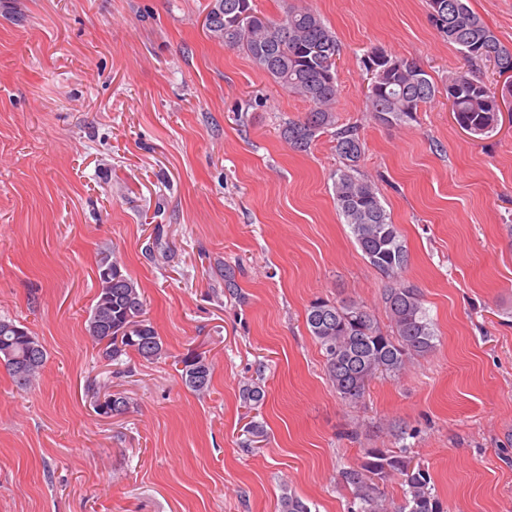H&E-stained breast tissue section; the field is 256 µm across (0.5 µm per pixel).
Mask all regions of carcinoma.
<instances>
[{
	"label": "carcinoma",
	"instance_id": "1",
	"mask_svg": "<svg viewBox=\"0 0 512 512\" xmlns=\"http://www.w3.org/2000/svg\"><path fill=\"white\" fill-rule=\"evenodd\" d=\"M448 13L432 17L440 36L458 46L464 66L439 89L416 62L387 55L378 86L368 89L366 110L390 125H407L417 112L441 91L452 94L454 118L464 131L477 136L497 127L498 83L473 75L477 63L495 62L512 68V50L469 6V0H444ZM250 12V25L238 26L239 6ZM211 39L228 49L244 51L286 93L309 103L296 120L288 121L282 136L294 149L305 152L316 139L333 130L336 155L342 166L331 174L333 198L350 227L362 254L389 280L383 303L389 325L381 327L364 304L313 301L306 310L307 328L323 351L328 380L340 398L359 402L366 386L380 375L397 376L413 359L433 347L434 331L419 289L402 279L407 251L400 230L382 204L378 186L360 173L364 143L355 125H338L336 57L341 47L335 32L320 14L306 6L289 5L278 19L253 11L250 0H212L205 17ZM98 293L88 323V333L105 344V356L116 360L130 351L146 360L163 353V344L145 318L144 301L137 283L108 254L97 263ZM46 360L38 337L11 320L0 319V364L17 388L33 383ZM183 384L193 392L208 390L212 366L206 357L188 353L180 360ZM250 408L265 397L258 383L242 390ZM398 479L404 502L392 509L388 482ZM354 508L350 512H446L432 492L431 476L411 467L409 458L383 448L363 449L361 460L341 473ZM278 512H311L295 494L283 492Z\"/></svg>",
	"mask_w": 512,
	"mask_h": 512
}]
</instances>
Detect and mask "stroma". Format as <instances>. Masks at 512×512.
Listing matches in <instances>:
<instances>
[{
  "label": "stroma",
  "mask_w": 512,
  "mask_h": 512,
  "mask_svg": "<svg viewBox=\"0 0 512 512\" xmlns=\"http://www.w3.org/2000/svg\"><path fill=\"white\" fill-rule=\"evenodd\" d=\"M209 2L0 0V318L47 350L24 391L0 364V512H278L285 490L349 512L341 472L365 448L406 450L448 512H512V111L479 139L444 94L380 121L367 51L438 86L463 64L427 0H296L341 44L336 111L435 332L345 403L306 309L352 300L386 322L388 281L336 210L330 135L289 147L281 128L308 103L208 36ZM469 6L512 49V0ZM104 251L138 283L160 357L114 361L90 338ZM191 351L213 367L200 395L181 380ZM252 382L266 398L249 410ZM107 389L124 415L95 412Z\"/></svg>",
  "instance_id": "obj_1"
}]
</instances>
